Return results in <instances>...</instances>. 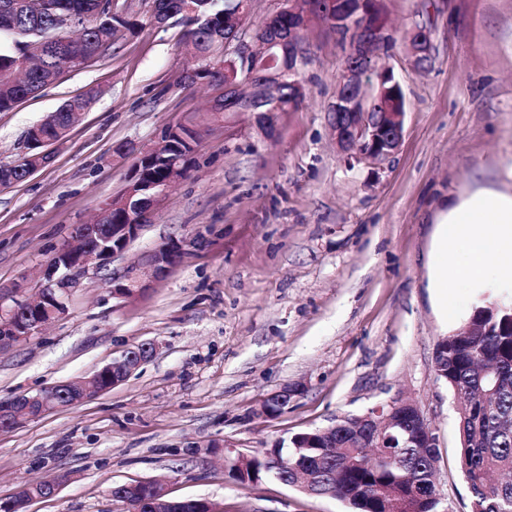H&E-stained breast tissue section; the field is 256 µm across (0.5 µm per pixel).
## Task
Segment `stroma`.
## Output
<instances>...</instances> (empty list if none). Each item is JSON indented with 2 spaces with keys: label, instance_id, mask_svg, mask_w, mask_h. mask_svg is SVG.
I'll list each match as a JSON object with an SVG mask.
<instances>
[{
  "label": "stroma",
  "instance_id": "stroma-1",
  "mask_svg": "<svg viewBox=\"0 0 512 512\" xmlns=\"http://www.w3.org/2000/svg\"><path fill=\"white\" fill-rule=\"evenodd\" d=\"M396 46L386 59L406 99L398 152L348 164L330 120L345 52L335 32H306L303 99L267 136L248 112H214L220 85L186 74L184 28L151 22L152 0H112L135 34L81 69L0 112V165L64 100L98 87L88 112L24 182L0 188V287L34 296L44 262L94 221L140 154L165 131L204 133L187 175L154 207L112 266L89 268L63 315L0 351V399L90 374L151 341L155 355L112 391L0 430V498L48 472L70 473L28 512H126L114 486L161 479L175 497L219 512H347L268 476L224 468V446L255 454L395 399L413 401L436 437L437 484L450 512H471L459 462L455 401L434 371L437 342L475 307L512 304V274L487 262L480 283L459 274L452 317L430 286L441 201L507 192L512 161V0H383ZM432 30V60L414 67L404 28ZM175 242L184 253L148 290L114 298L112 271ZM301 394L259 416L283 385Z\"/></svg>",
  "mask_w": 512,
  "mask_h": 512
}]
</instances>
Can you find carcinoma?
<instances>
[{
	"mask_svg": "<svg viewBox=\"0 0 512 512\" xmlns=\"http://www.w3.org/2000/svg\"><path fill=\"white\" fill-rule=\"evenodd\" d=\"M50 8L38 12L0 0V112L54 84L60 72L79 69L93 54L112 47L119 32H136L140 24L112 16L111 0H47ZM317 18L328 25L348 49L343 64H365L354 52L364 37L386 51L396 40L390 34L379 0H316ZM153 19H174L185 27V37L198 58L206 61L203 78L224 80L225 59L217 45L231 32L227 22L236 14L238 0H153ZM78 16L84 28L74 38L64 23ZM301 16L280 14L257 32L293 26L305 41ZM385 92H380V88ZM373 87L371 111L388 112L405 107L395 101L391 80ZM70 119L63 102L33 127L44 140H56ZM437 379L457 397L460 463L472 495V512H512V308L495 304L478 306L470 320L441 338L435 348ZM396 422L398 448L374 454L360 447L337 422L333 438L320 429L295 435L288 448V477L294 472L317 473L335 499L353 512H446L434 489L437 450L403 448L407 435L404 410L389 413ZM247 473L260 481L267 468L266 455L249 456Z\"/></svg>",
	"mask_w": 512,
	"mask_h": 512,
	"instance_id": "cac0c4a2",
	"label": "carcinoma"
}]
</instances>
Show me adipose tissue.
I'll return each instance as SVG.
<instances>
[{"mask_svg":"<svg viewBox=\"0 0 512 512\" xmlns=\"http://www.w3.org/2000/svg\"><path fill=\"white\" fill-rule=\"evenodd\" d=\"M434 221L439 226L432 256L435 275L430 286L440 307L448 305V261L458 244H466L470 262L467 272L480 280L487 261L512 271V191L476 193L453 207L438 206ZM481 224L493 225L489 234H478Z\"/></svg>","mask_w":512,"mask_h":512,"instance_id":"1","label":"adipose tissue"}]
</instances>
